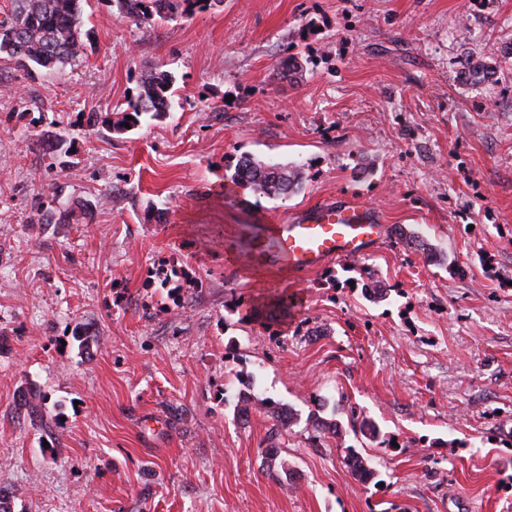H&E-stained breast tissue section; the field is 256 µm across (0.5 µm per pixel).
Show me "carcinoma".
Here are the masks:
<instances>
[{
	"mask_svg": "<svg viewBox=\"0 0 512 512\" xmlns=\"http://www.w3.org/2000/svg\"><path fill=\"white\" fill-rule=\"evenodd\" d=\"M124 16L141 22L166 20L177 16L191 18L223 0H116ZM83 50L81 32V0H12L11 14L0 20V54L13 58L30 78L45 72L50 74L75 61ZM174 76L158 68L141 82L131 111L117 119L106 116L104 125L116 133L128 132L140 124L144 115H163L171 109L170 90ZM231 181L256 195L279 198L298 192L302 186L299 169L280 162L263 161L242 156L236 163ZM274 420L270 436L288 429L290 418L285 408L268 399L265 401ZM358 432L371 442L380 436L379 427L365 418H353Z\"/></svg>",
	"mask_w": 512,
	"mask_h": 512,
	"instance_id": "1",
	"label": "carcinoma"
}]
</instances>
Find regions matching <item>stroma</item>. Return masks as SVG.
<instances>
[{
	"mask_svg": "<svg viewBox=\"0 0 512 512\" xmlns=\"http://www.w3.org/2000/svg\"><path fill=\"white\" fill-rule=\"evenodd\" d=\"M82 21L62 72L31 79L0 55L14 512H512V0H224L155 24L84 0ZM474 59L502 65L458 84ZM157 66L176 79L170 112L121 135L98 124ZM64 144L70 167L46 174ZM243 154L300 166L302 190L231 189ZM336 200L434 254L393 235L302 276L256 265L267 225ZM72 201L83 223L61 214ZM40 209L51 223H33ZM171 268L188 275L177 303L158 276ZM244 374L292 414L279 440L266 410L241 418ZM354 412L383 444L355 436Z\"/></svg>",
	"mask_w": 512,
	"mask_h": 512,
	"instance_id": "stroma-1",
	"label": "stroma"
}]
</instances>
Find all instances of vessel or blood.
<instances>
[{
	"instance_id": "b4317fda",
	"label": "vessel or blood",
	"mask_w": 512,
	"mask_h": 512,
	"mask_svg": "<svg viewBox=\"0 0 512 512\" xmlns=\"http://www.w3.org/2000/svg\"><path fill=\"white\" fill-rule=\"evenodd\" d=\"M390 225L380 223L357 203L322 205L297 220L269 225L254 243L257 262L303 274L334 260L356 259L389 238Z\"/></svg>"
}]
</instances>
